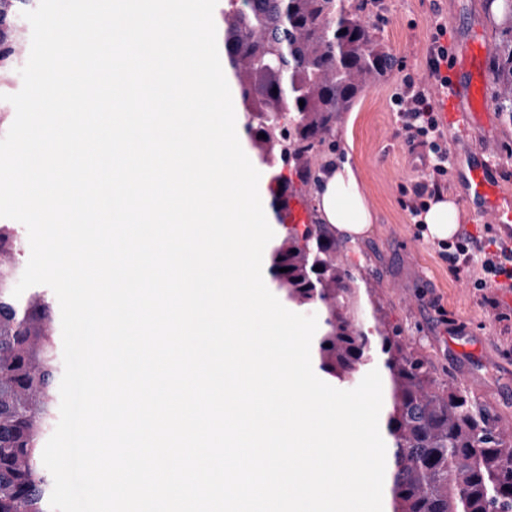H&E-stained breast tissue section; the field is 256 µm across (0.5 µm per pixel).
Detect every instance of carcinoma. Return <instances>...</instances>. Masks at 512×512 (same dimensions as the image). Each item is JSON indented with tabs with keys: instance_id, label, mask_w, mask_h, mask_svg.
Instances as JSON below:
<instances>
[{
	"instance_id": "obj_1",
	"label": "carcinoma",
	"mask_w": 512,
	"mask_h": 512,
	"mask_svg": "<svg viewBox=\"0 0 512 512\" xmlns=\"http://www.w3.org/2000/svg\"><path fill=\"white\" fill-rule=\"evenodd\" d=\"M486 3L501 13L493 70L499 110L512 118V0ZM392 66L370 16L351 0H224V69L250 147L260 165L280 161L299 179L274 171L266 186L281 228L268 254L271 281L286 303L319 312L313 348L321 373L342 384L378 369L388 512H512V429L464 388L430 375L315 209L301 229L288 222L290 200L310 192L312 161L336 146L341 113ZM19 252L14 226L0 224V512H52L42 454L60 345L47 294L12 295Z\"/></svg>"
}]
</instances>
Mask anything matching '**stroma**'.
I'll list each match as a JSON object with an SVG mask.
<instances>
[{"label": "stroma", "instance_id": "stroma-1", "mask_svg": "<svg viewBox=\"0 0 512 512\" xmlns=\"http://www.w3.org/2000/svg\"><path fill=\"white\" fill-rule=\"evenodd\" d=\"M367 10L395 65L342 113L335 148L315 162L321 174L336 159L349 158L375 218L372 233L347 240L345 259L375 285L386 322L427 361L433 375L460 384L512 426V288H472L469 278L450 270L437 243L419 234V219L402 206L400 189L423 181L429 170L420 152L406 147L392 100L405 92L410 79L429 84L433 99L441 98V88L429 83L434 40L454 56L482 46L474 73L484 92V122L465 131L448 126L444 132L450 151L446 195L459 210L461 231L484 235L490 218L469 201L457 170L487 163L491 177L512 200V120L498 110L490 71L500 16L488 11L485 0H369ZM439 23L446 27L441 37L435 29ZM489 296L497 307L486 304Z\"/></svg>", "mask_w": 512, "mask_h": 512}]
</instances>
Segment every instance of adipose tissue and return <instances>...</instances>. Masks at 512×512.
I'll list each match as a JSON object with an SVG mask.
<instances>
[{"instance_id":"obj_1","label":"adipose tissue","mask_w":512,"mask_h":512,"mask_svg":"<svg viewBox=\"0 0 512 512\" xmlns=\"http://www.w3.org/2000/svg\"><path fill=\"white\" fill-rule=\"evenodd\" d=\"M319 210L325 223L349 237L366 234L373 222L357 170L350 162L331 167L322 177Z\"/></svg>"}]
</instances>
